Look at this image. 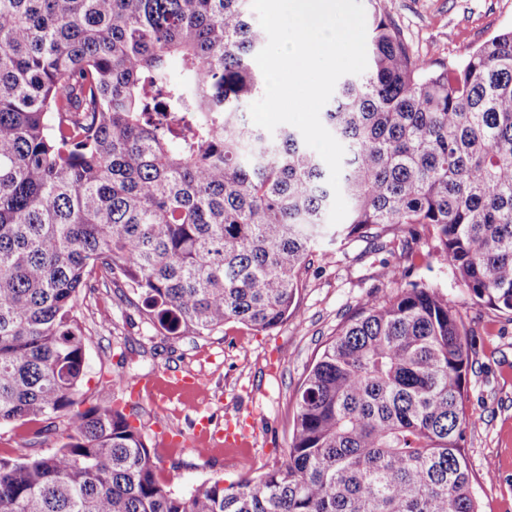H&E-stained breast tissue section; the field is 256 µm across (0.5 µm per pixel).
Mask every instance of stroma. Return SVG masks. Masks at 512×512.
I'll return each instance as SVG.
<instances>
[{
  "label": "stroma",
  "instance_id": "1",
  "mask_svg": "<svg viewBox=\"0 0 512 512\" xmlns=\"http://www.w3.org/2000/svg\"><path fill=\"white\" fill-rule=\"evenodd\" d=\"M386 11L420 57L458 63L477 46L512 28V0H385ZM402 236L383 249L366 241H322L315 250L287 322L258 332L228 323L204 338L170 336L145 320L131 293L87 301L85 390L99 402L116 396L134 414L158 458L161 476L176 490L201 482L253 479L288 460L300 383L326 341L369 295L386 296L387 267L404 266ZM410 277L437 285L456 304L469 331L472 366L467 374V456L481 512H512V315L473 305L430 243L413 246ZM122 373L157 382L154 392L115 394L101 386ZM195 378L200 394L171 386L170 377ZM210 420L208 436L195 434ZM249 430L244 448L216 445L227 426Z\"/></svg>",
  "mask_w": 512,
  "mask_h": 512
}]
</instances>
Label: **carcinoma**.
Segmentation results:
<instances>
[{
  "mask_svg": "<svg viewBox=\"0 0 512 512\" xmlns=\"http://www.w3.org/2000/svg\"><path fill=\"white\" fill-rule=\"evenodd\" d=\"M368 66L335 86L347 239L427 230L475 304L512 313V28L422 67L382 0ZM266 45L251 0H0V512H480L465 451L471 351L455 302L387 268L297 400L287 463L187 493L132 414L86 404L84 299L126 288L172 336L292 316L327 228L329 169L243 107ZM37 424L32 423L28 426L21 428H14L13 426L0 427V453L4 455L8 453L11 457H18L23 454H29L36 451H48L57 446L61 432L51 434L42 439L40 444L35 447L28 445L27 429L34 427Z\"/></svg>",
  "mask_w": 512,
  "mask_h": 512,
  "instance_id": "cac0c4a2",
  "label": "carcinoma"
}]
</instances>
